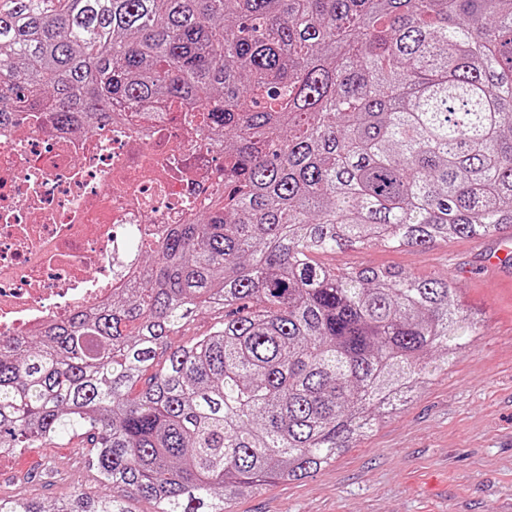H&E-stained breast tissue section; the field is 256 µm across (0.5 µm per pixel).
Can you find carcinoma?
<instances>
[{"instance_id":"obj_1","label":"carcinoma","mask_w":512,"mask_h":512,"mask_svg":"<svg viewBox=\"0 0 512 512\" xmlns=\"http://www.w3.org/2000/svg\"><path fill=\"white\" fill-rule=\"evenodd\" d=\"M171 107L224 152L210 208L140 239L110 301L0 342V452L82 436L99 484L0 512H227L479 332L450 279L315 256L512 230V0H0V125ZM199 309L224 322L168 350Z\"/></svg>"}]
</instances>
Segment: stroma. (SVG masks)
Returning <instances> with one entry per match:
<instances>
[{"label": "stroma", "mask_w": 512, "mask_h": 512, "mask_svg": "<svg viewBox=\"0 0 512 512\" xmlns=\"http://www.w3.org/2000/svg\"><path fill=\"white\" fill-rule=\"evenodd\" d=\"M501 235L453 238L427 249L373 247L319 255L339 269L390 266L452 278L479 335L433 384L334 464L228 501V512H512V270L487 268ZM85 439L0 457V496L50 503L96 484Z\"/></svg>", "instance_id": "obj_1"}]
</instances>
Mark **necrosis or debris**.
Listing matches in <instances>:
<instances>
[{
  "label": "necrosis or debris",
  "mask_w": 512,
  "mask_h": 512,
  "mask_svg": "<svg viewBox=\"0 0 512 512\" xmlns=\"http://www.w3.org/2000/svg\"><path fill=\"white\" fill-rule=\"evenodd\" d=\"M224 158L174 109L92 133L0 126V339L102 304L141 260L205 209Z\"/></svg>",
  "instance_id": "4bbe7bcc"
}]
</instances>
